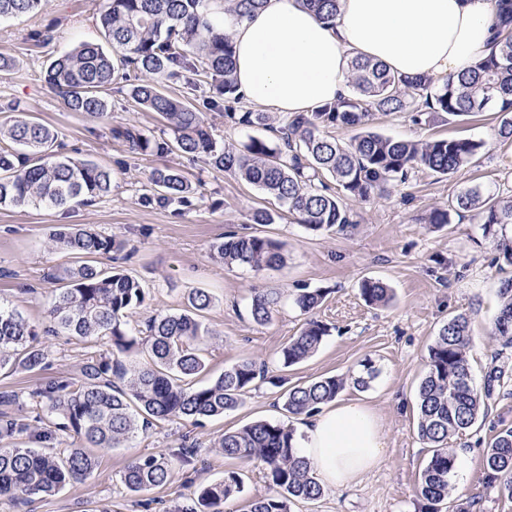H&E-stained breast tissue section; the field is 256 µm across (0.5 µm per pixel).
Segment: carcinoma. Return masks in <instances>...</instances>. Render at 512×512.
Returning a JSON list of instances; mask_svg holds the SVG:
<instances>
[{
	"mask_svg": "<svg viewBox=\"0 0 512 512\" xmlns=\"http://www.w3.org/2000/svg\"><path fill=\"white\" fill-rule=\"evenodd\" d=\"M207 0H104L100 21L106 45L81 43L54 59L44 81L71 112L91 119L107 113L105 91L115 74L131 68L144 79L131 95L140 107L159 113L168 123L169 138H151L132 124L111 128L112 139L133 154L164 155L177 150L192 160L240 176L275 198L294 223L308 230L344 229L353 223L343 198L368 201L393 181L404 182L416 170L450 176L471 164L484 142L467 137L427 141L397 139L368 127L372 112H404L416 125L441 116L450 123L483 112L499 114L498 135L512 140V24L506 22L494 37V50L457 79L438 83L408 80L386 66L358 56L349 65L351 95L299 113L276 125L265 112L238 107L241 97L234 75V47L229 34L203 19ZM325 19L334 18L338 0H304ZM43 0H0V19L38 10ZM266 0H228L227 10L250 14ZM211 78L206 105L224 108V119L246 128L274 133L278 143L252 137L239 151L217 144L205 125V114L195 105L164 94L158 79L183 78L196 86L195 77ZM336 128L357 134L341 142L329 134ZM0 206L64 208L85 206L112 190V172L91 160L52 152L57 134L36 120L18 118L0 127ZM336 189H331L327 178ZM151 186L140 197L146 207L167 208L190 203L196 189L175 169L156 168ZM471 212L492 236L499 269L512 267V195L503 197L491 187L474 184L459 191L448 207L428 216V223H453L454 216ZM59 247L77 255V265L53 276L61 283L49 310V325L37 330L16 309L0 304V370L9 366L37 372L47 354L40 337L63 332L81 340L108 338L109 350L85 358L81 377L51 382L32 393L35 403L64 421L81 439L76 448L57 455L44 448L20 444L0 446V497L26 502L35 496L57 494L67 484L89 475L96 453L120 447L139 432L171 418L221 417L236 410L256 381L279 386L282 379L268 374L264 365L245 358L224 369L211 381L195 385L207 370L197 341L208 335L198 320L211 296L191 292L178 314H159L145 323L146 336L129 328V312L141 305L145 291L140 282L118 271L93 264L98 256L120 253L124 244L81 224L53 235ZM213 257L226 265L261 271L284 262L283 244L271 237L231 232L212 245ZM328 291L317 288L299 293L301 311L319 307ZM360 295L369 305L385 306L391 291L380 280L365 279ZM501 305L492 335L512 347V276L502 282ZM277 298L266 290L254 292L251 316L258 324L271 319ZM470 320L458 314L441 325L429 347L427 370L418 387L417 429L432 454L420 474L417 497L420 512H442L450 492V474L456 463L448 439L470 429L486 417L489 400L504 386V372L487 369L483 385L474 384L467 355ZM330 328L318 320L305 323L298 335L281 349L280 362L292 367L318 351ZM145 353L141 364L126 358ZM361 374L352 379L366 388L375 378L373 362H362ZM346 379L323 377L293 386L284 394L285 410L311 415L345 389ZM40 439L48 430H32L8 415L0 417V439L24 434ZM294 428L280 422L255 421L226 431L218 441L224 455L256 458L265 465L273 493L256 499L250 512H290V504L315 500L323 488L310 475L308 463L293 447ZM487 482H500L501 492L512 499V427L501 429L486 449L483 463ZM170 460L163 454L137 457L128 462L122 482L132 493L162 488L171 480ZM243 489L242 474L224 472V479L199 489L180 512H224V501Z\"/></svg>",
	"mask_w": 512,
	"mask_h": 512,
	"instance_id": "carcinoma-1",
	"label": "carcinoma"
}]
</instances>
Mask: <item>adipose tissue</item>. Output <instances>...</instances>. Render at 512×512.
Listing matches in <instances>:
<instances>
[{
  "label": "adipose tissue",
  "instance_id": "obj_1",
  "mask_svg": "<svg viewBox=\"0 0 512 512\" xmlns=\"http://www.w3.org/2000/svg\"><path fill=\"white\" fill-rule=\"evenodd\" d=\"M205 18L232 35L242 99L288 114L348 96L356 54L409 78L460 75L491 53L500 25L499 0H340L329 22L303 0H267L245 17L209 10ZM293 443L324 488L356 481L384 448L376 415L359 401L323 405Z\"/></svg>",
  "mask_w": 512,
  "mask_h": 512
}]
</instances>
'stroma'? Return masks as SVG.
Returning a JSON list of instances; mask_svg holds the SVG:
<instances>
[{
  "label": "stroma",
  "mask_w": 512,
  "mask_h": 512,
  "mask_svg": "<svg viewBox=\"0 0 512 512\" xmlns=\"http://www.w3.org/2000/svg\"><path fill=\"white\" fill-rule=\"evenodd\" d=\"M103 2L44 0L33 13L0 19V52L16 61L12 71L0 74V123L37 119L57 132L59 154L92 160L112 171L111 193L87 206H0V301L31 324H47L56 287L52 276L75 263L72 254L52 246L50 236L61 226L83 224L126 244L119 265L146 293L144 304L128 317L132 329L143 328L151 316L182 312L188 292L204 289L212 297L202 317L210 331L203 344L209 377L251 358L283 377L284 385L261 384L246 394L236 411L200 425L185 418L162 422L100 454L96 469L85 479L24 505L2 498L0 512H180L197 489L222 480L229 469L242 473L244 485L241 493L225 501L224 512H249L252 501L271 494L272 488L259 461L224 456L217 446L221 435L256 420L295 424V417L283 408L284 387L327 376L350 381L367 358L377 369L369 388L349 384L341 398L363 401L377 413L383 455L350 487L325 489L320 499L295 503L291 512H418L417 484L431 450L417 434V391L439 327L456 314L469 315L468 357L475 381H482L494 361L512 376V348H502L491 334L504 277L492 240L468 214L444 226L426 222L432 209L446 206L469 185L487 184L512 194V143L499 137L496 114L424 126L403 113H375L373 129L397 138L425 141L462 135L482 140L485 147L473 164L453 176L421 171L369 201L346 199L354 224L344 231H310L287 214L275 224L260 226L251 222L252 211L262 207L275 212L279 205L237 175L176 151L132 154L113 140L110 129L116 124H136L149 136L166 128L161 116L132 100L138 73L128 72L113 82L106 93L107 115L99 121L67 111L45 84L43 73L56 57L83 42H102ZM164 166L180 170L197 189L192 206L181 212L139 202L151 172ZM231 232L278 239L285 245V263L254 271L217 261L211 247ZM367 278L382 280L392 289L389 307L375 308L363 300L359 288ZM256 288L278 296L271 320L263 325L250 315ZM305 288L328 291L310 315L295 304ZM311 317L329 325L330 335L312 357L282 367V347ZM44 347L45 370L0 373V392L19 396L9 413L30 421L40 412L29 398L33 390L54 380L78 379L86 354L106 351L108 345L100 338L81 340L62 333L46 337ZM506 425L512 426V395L491 400L484 419L449 440L456 455L452 502L469 501L472 512H512V500L502 495L498 484L487 483L483 469L486 448ZM184 444L195 446L197 453L187 462L172 458L166 488L139 494L126 489L121 473L132 458Z\"/></svg>",
  "instance_id": "35a3bbf8"
}]
</instances>
